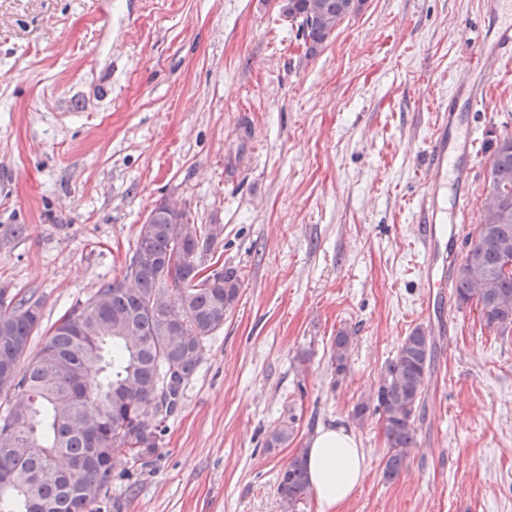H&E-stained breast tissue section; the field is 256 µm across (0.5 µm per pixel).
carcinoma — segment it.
Here are the masks:
<instances>
[{"label":"carcinoma","instance_id":"1","mask_svg":"<svg viewBox=\"0 0 512 512\" xmlns=\"http://www.w3.org/2000/svg\"><path fill=\"white\" fill-rule=\"evenodd\" d=\"M364 0H280V13L314 52ZM481 224L457 267L453 296L458 306L480 308L489 330H512V136L496 141L487 171ZM220 224H195L183 210L160 213L140 227L126 269L140 256L155 259L134 279L114 278L69 309L26 366L43 305L0 288V372L10 369L5 394L24 398L0 414V512H92L122 462L129 469L153 463L166 421L182 387L196 374L205 343L224 327L240 281L223 269L198 278L215 251ZM171 283L163 278L173 256ZM354 337L339 330L332 343L336 376L346 371ZM433 338L419 326L405 336L382 367L374 410L387 444L383 478H396L421 421L425 385L433 361ZM295 417L268 434L266 447L281 448L294 434ZM283 512H300L313 490L306 453L295 454L278 473Z\"/></svg>","mask_w":512,"mask_h":512}]
</instances>
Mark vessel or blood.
Returning a JSON list of instances; mask_svg holds the SVG:
<instances>
[{
    "label": "vessel or blood",
    "instance_id": "b4317fda",
    "mask_svg": "<svg viewBox=\"0 0 512 512\" xmlns=\"http://www.w3.org/2000/svg\"><path fill=\"white\" fill-rule=\"evenodd\" d=\"M493 10L500 23L493 34L484 37L479 47L480 76L474 80L464 79L456 88L457 94L466 96L475 107L485 104L484 90L500 61L512 56V0H493ZM455 121V112L441 115L429 156L434 176L447 175L453 182V209L457 222L451 226L439 223L437 203L433 193L429 192L423 198L418 226L424 254L425 308L429 311L441 304L449 284L453 282L465 222L477 205L474 184L481 157L478 140L473 130H454ZM449 129L455 132L450 140L445 137Z\"/></svg>",
    "mask_w": 512,
    "mask_h": 512
}]
</instances>
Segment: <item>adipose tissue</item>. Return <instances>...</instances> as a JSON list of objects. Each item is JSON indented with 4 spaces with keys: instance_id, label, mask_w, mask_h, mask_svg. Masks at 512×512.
<instances>
[{
    "instance_id": "obj_1",
    "label": "adipose tissue",
    "mask_w": 512,
    "mask_h": 512,
    "mask_svg": "<svg viewBox=\"0 0 512 512\" xmlns=\"http://www.w3.org/2000/svg\"><path fill=\"white\" fill-rule=\"evenodd\" d=\"M307 467L319 512H341L367 472L360 441L341 427L318 430L309 443Z\"/></svg>"
}]
</instances>
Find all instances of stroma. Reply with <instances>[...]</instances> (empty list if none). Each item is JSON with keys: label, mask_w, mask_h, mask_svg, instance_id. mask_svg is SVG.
<instances>
[{"label": "stroma", "mask_w": 512, "mask_h": 512, "mask_svg": "<svg viewBox=\"0 0 512 512\" xmlns=\"http://www.w3.org/2000/svg\"><path fill=\"white\" fill-rule=\"evenodd\" d=\"M491 0H365L308 53L279 0H0V286L43 329L121 276L157 203L220 224L239 297L151 466L115 467L93 512H282L277 474L322 427L367 457L342 512H512V333L476 304L434 328L416 445L383 478L384 363L427 325L416 226L437 114ZM476 189L512 135V60L486 108ZM23 233H15V225ZM354 336L343 377L331 346ZM295 416L288 445L269 431Z\"/></svg>", "instance_id": "stroma-1"}]
</instances>
